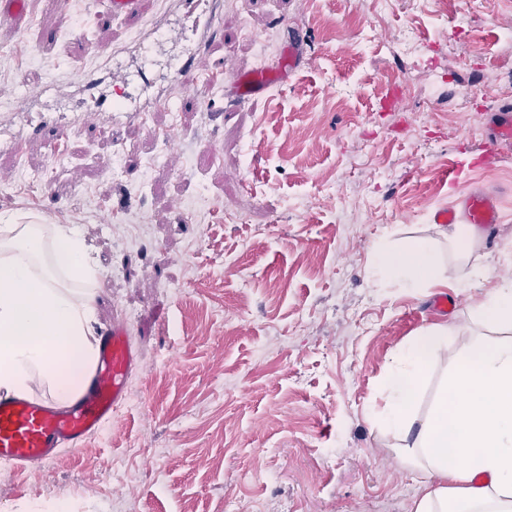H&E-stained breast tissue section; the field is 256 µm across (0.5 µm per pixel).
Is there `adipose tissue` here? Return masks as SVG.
I'll use <instances>...</instances> for the list:
<instances>
[{"label":"adipose tissue","mask_w":512,"mask_h":512,"mask_svg":"<svg viewBox=\"0 0 512 512\" xmlns=\"http://www.w3.org/2000/svg\"><path fill=\"white\" fill-rule=\"evenodd\" d=\"M370 277L381 288L414 292L440 280L445 259L435 240L384 238ZM98 269L82 233L54 225L43 237L21 215H0V393L24 396L33 383L65 403L97 362L93 293ZM489 329L512 334V283L488 290L472 313ZM451 325L422 329L395 356L385 381V428L402 441V462L421 468L426 491L414 512H512V337L468 345L426 415L419 390Z\"/></svg>","instance_id":"adipose-tissue-1"}]
</instances>
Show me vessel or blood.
Instances as JSON below:
<instances>
[{"label":"vessel or blood","instance_id":"obj_1","mask_svg":"<svg viewBox=\"0 0 512 512\" xmlns=\"http://www.w3.org/2000/svg\"><path fill=\"white\" fill-rule=\"evenodd\" d=\"M149 0H99L94 21L106 25L115 19H142ZM27 0H0V23L23 27L27 22ZM213 11L200 12L202 34L194 59L178 64L176 76L188 81L197 71V62L208 55L214 33ZM302 43L295 40L285 46L277 60L253 70L233 71L224 62L209 66L211 77L220 79L231 104L244 106L271 86L286 85L301 67ZM512 145V105L500 109L491 133L481 149L478 166L493 167L501 159L502 149ZM501 205L494 194L469 189L461 197L459 209L437 210L432 220L437 224L465 222L494 234L500 222ZM141 365V356L133 333L125 320H113L98 338V360L82 391L68 405L62 406L40 396H0V461L26 469L56 458L62 449H78L123 409L129 382Z\"/></svg>","mask_w":512,"mask_h":512}]
</instances>
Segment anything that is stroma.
<instances>
[{
	"instance_id": "1",
	"label": "stroma",
	"mask_w": 512,
	"mask_h": 512,
	"mask_svg": "<svg viewBox=\"0 0 512 512\" xmlns=\"http://www.w3.org/2000/svg\"><path fill=\"white\" fill-rule=\"evenodd\" d=\"M221 2L213 56L246 71L266 59L260 39L280 46L296 30L302 70L242 107L178 82L200 31L184 0H166L173 35L127 104L164 96L168 108L116 126L76 120L138 69L129 24L96 25L89 0H29L25 28L0 26V131L41 129L22 153L0 149V213L81 230L100 269L95 328L126 317L142 361L123 410L81 449L33 471L0 462V512H413L424 492L372 414L399 350L424 327L469 326L472 302L512 278V148L474 175L502 201L478 279L452 255L444 281L414 293L376 287L369 270L379 239L436 237L432 212L457 207L443 173L460 147L482 148L500 104L474 99L464 117L452 104L463 87L512 80V0H389L376 29L374 0ZM409 29L415 42L393 58ZM98 46L116 54L96 86L75 82ZM401 69L425 111L379 112ZM25 80L47 90L17 112ZM63 124L56 160L46 141ZM123 141L136 151L119 161ZM75 183L88 195L69 197ZM202 188L208 221H185L183 199ZM136 212L148 242L128 248L114 225ZM445 292L459 300L448 315L430 306ZM133 446L144 455L128 459Z\"/></svg>"
}]
</instances>
